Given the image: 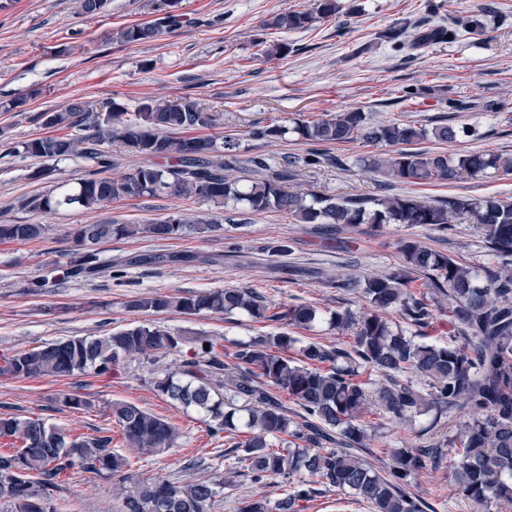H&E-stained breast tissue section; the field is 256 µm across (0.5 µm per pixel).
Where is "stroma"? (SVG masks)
Returning <instances> with one entry per match:
<instances>
[{
  "label": "stroma",
  "mask_w": 512,
  "mask_h": 512,
  "mask_svg": "<svg viewBox=\"0 0 512 512\" xmlns=\"http://www.w3.org/2000/svg\"><path fill=\"white\" fill-rule=\"evenodd\" d=\"M340 14L314 29L288 33L287 57H257L253 42L265 37L263 22L283 9L304 10L312 0H178V12L192 26L135 44L111 39L123 25L153 23L157 0H110L96 15L80 11L78 0H0V222L42 224V238L0 244V351L25 350L71 336H101L132 325L157 324L187 342L165 356H139L111 375L68 378L0 377V413L43 419L48 425L93 438L111 436L112 447L131 463L139 478L193 481L216 472L224 476V494L213 512H235L239 502H278L292 490L280 478L253 482L239 453L224 435L212 434L209 418L163 394L160 385L183 361L192 359L194 339L216 338L225 351L234 343L276 333L277 324L245 313L173 310L144 313L126 308L129 293L190 294L224 288H253L282 305L309 304L322 314L314 328L297 330L300 342L347 346L353 337L328 321L331 312L361 314L368 307L359 279L385 274L401 264L399 243L411 238L463 263L482 267L490 258L477 225L460 220L445 232L430 226L358 224L332 231L292 223L279 212L249 214L208 202L169 195L129 197L98 212L66 209L38 213L20 209L18 198L47 191L33 178L37 159L17 153L18 144L45 135L40 115L74 99L101 104L122 99L136 110L148 99L179 103L192 98L214 116L200 134L216 142L235 139L243 164L241 185L276 173L284 156L308 147L296 135L272 143L252 140L253 125L323 117L360 110L372 122L402 121L432 126L476 127L478 138L428 150L484 151L512 155V0H340ZM485 14L482 32L411 49L417 22L452 27L456 17ZM406 23L402 42L380 41V32ZM326 152L342 166L298 170L290 190L325 196L381 195L384 180L360 166V159L384 153L381 145L355 140L329 144ZM266 161L255 168L252 157ZM396 192L419 197L512 196V174L399 184ZM183 211L218 223L219 231L156 240L121 238L105 242L100 258L106 269L90 278L62 279L67 261V232L73 224L115 219L125 224L159 221ZM286 241L282 256L265 253L267 243ZM171 255V262L143 264V257ZM345 287H337V280ZM42 288L30 289L33 281ZM78 390L90 410L75 412L61 397ZM115 402L131 403L158 415L178 432L172 448L145 453L129 447L110 412ZM432 414L412 423H384L362 449L377 468L396 448L432 442ZM435 512H499L480 509L460 496L449 468L422 473L410 484ZM122 485L80 469L72 470L53 494L55 512H119Z\"/></svg>",
  "instance_id": "obj_1"
}]
</instances>
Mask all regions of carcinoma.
I'll list each match as a JSON object with an SVG mask.
<instances>
[{
	"mask_svg": "<svg viewBox=\"0 0 512 512\" xmlns=\"http://www.w3.org/2000/svg\"><path fill=\"white\" fill-rule=\"evenodd\" d=\"M172 2L160 0L159 17L153 24L121 26L113 31L112 40L133 44L165 29L182 28L185 21L181 16L168 11ZM341 10L339 0H313L309 9H285L272 15L263 27L279 34L305 31ZM456 35V30L443 26L427 28L415 43H438ZM256 46L267 59L286 57L290 52L283 39H262ZM41 118L44 126L62 134L23 142L15 151L46 161L86 157L95 163V169L74 184L56 181L51 166L37 169L34 177L53 184V188L21 202L22 208L31 211H96L128 197L168 194L226 207L241 205L252 214L281 212L296 224H407L445 231L468 218L479 225L494 259L479 271L417 240L402 241L403 269L364 280L363 294L371 310L359 316L348 310L330 315L332 327L352 333L350 347L309 342L295 358L284 351L292 349L297 339L281 331L237 343L228 355L224 345L199 338L198 358L185 361L180 372L187 381L171 380L162 391L186 408L205 412L215 434L235 432L240 409L214 399L210 381L224 378L230 399L246 401L247 431L234 450L243 452L241 460L247 462L254 482L280 477L294 481L295 486L273 505L263 499L246 501L236 512H298L300 502L311 501L326 489L355 495L370 505L371 512H431V504L407 489L409 479L436 469L450 454L452 478L468 500L479 506H512V198L422 199L390 193L332 198L285 190L283 182L293 178L296 169L330 162L316 150L285 156L278 176L263 177L242 190L234 177L242 159L232 139L219 146L211 138L185 136L214 122L213 115L191 99L177 104L148 99L133 114L115 98L105 111L75 99L56 112L42 113ZM72 129L82 130L84 135H73ZM289 133L316 144L360 138L397 147L390 154L361 160L364 168L386 178L389 187L463 174L473 177L490 169L512 171L511 155L462 150L450 157L443 151L404 149L429 139L447 144L476 137L478 130L472 126L373 123L358 110L310 121L298 119L291 127L278 120L256 124L250 137L271 143ZM114 139L145 157L146 162L117 178L109 176L112 155L102 150V145ZM219 229L218 224H201L185 213L150 224L117 220L76 224L69 232L72 249L61 274L68 279L100 272L99 251L85 247L91 241L102 244L137 235L167 240L189 231ZM44 232L43 224L0 223V243L36 240ZM417 275L425 277L421 286L426 291L420 294L412 290ZM445 305L453 336L440 343L418 341L417 335L432 325L435 311ZM125 306L147 312L176 310L186 315L243 311L255 319L304 330L311 329L317 318L313 306L282 307L252 288L177 296L135 293L128 296ZM391 309L417 333L408 336L401 329L393 330L386 318ZM184 342V337L160 327L134 325L103 336H75L0 353V376L102 375L128 357L166 354ZM228 357L232 358L230 364ZM374 374L382 377V383L373 393ZM422 379L426 384H419ZM276 391L299 406L300 421L288 418V409L274 395ZM372 397L377 415L388 421H402L432 410L439 418L457 414L463 421L456 425L454 434L443 435L424 448L392 452L387 469L377 470L357 453L377 428L376 422L365 420ZM62 403L73 410L92 407L78 392L63 395ZM110 411L131 447L152 453L170 447L175 439L172 424L136 405L117 402ZM0 439L11 441V451L0 454V503L9 512H54L51 491L76 466L102 478L132 483L123 497L121 512H212L216 498L224 493V480L219 477L193 483L160 478L135 482L129 475L128 459L112 450L111 437L70 434L39 418L1 414Z\"/></svg>",
	"mask_w": 512,
	"mask_h": 512,
	"instance_id": "carcinoma-1",
	"label": "carcinoma"
}]
</instances>
